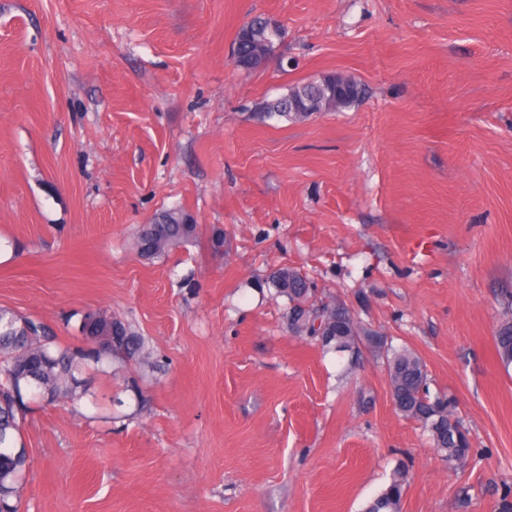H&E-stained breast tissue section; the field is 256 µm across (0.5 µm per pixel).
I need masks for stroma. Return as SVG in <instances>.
Listing matches in <instances>:
<instances>
[{
	"mask_svg": "<svg viewBox=\"0 0 512 512\" xmlns=\"http://www.w3.org/2000/svg\"><path fill=\"white\" fill-rule=\"evenodd\" d=\"M278 21L279 63L231 62ZM340 73L366 94L301 123L261 102ZM200 236L145 261L159 210ZM223 229L226 247L208 239ZM301 270L425 362L469 428L447 470L377 352L290 335L264 279ZM512 0H0V306L103 310L163 364L32 404L20 512H498L512 486ZM270 24L267 23L265 17L259 16L242 25L234 42V44L238 43L235 54L236 68L250 71L262 67L272 59L274 48L280 39L281 26L275 20H271ZM271 26L277 27L279 33ZM235 55L233 49L232 61H234ZM498 354L505 364H512V305L504 313V319L495 336ZM405 490L406 472L398 467L389 484L366 505L364 512H401Z\"/></svg>",
	"mask_w": 512,
	"mask_h": 512,
	"instance_id": "35a3bbf8",
	"label": "stroma"
}]
</instances>
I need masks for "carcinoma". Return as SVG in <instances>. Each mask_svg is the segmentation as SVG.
I'll return each instance as SVG.
<instances>
[{
  "label": "carcinoma",
  "mask_w": 512,
  "mask_h": 512,
  "mask_svg": "<svg viewBox=\"0 0 512 512\" xmlns=\"http://www.w3.org/2000/svg\"><path fill=\"white\" fill-rule=\"evenodd\" d=\"M279 33L264 17H255L240 28L235 67L250 71L272 59ZM365 87L356 80L330 74L288 89V93L259 105L255 116L303 122L310 102L323 112H339L360 101ZM198 232L194 217L182 209L157 213L139 228L133 245L146 260L166 256L193 241ZM274 295L288 300V329L296 336L316 341L337 353H356L366 345L385 353V365L396 410L418 421L429 433L434 450L448 469H465L473 456L470 432L457 414L454 400L430 389V376L422 358L408 348L386 346L385 337L369 328L343 301L321 298L312 282L299 270L283 266L266 277ZM321 320L322 335L313 323ZM80 342L64 344L42 319L0 307V512H19L21 489L31 467L22 424L29 401L47 404L78 403L90 390L91 376L112 375L119 361L148 370L157 367L144 336L129 322L104 311H88L79 319ZM498 354L512 364V308L495 336ZM406 472L396 468L389 484L365 507L364 512H401Z\"/></svg>",
  "instance_id": "carcinoma-1"
}]
</instances>
